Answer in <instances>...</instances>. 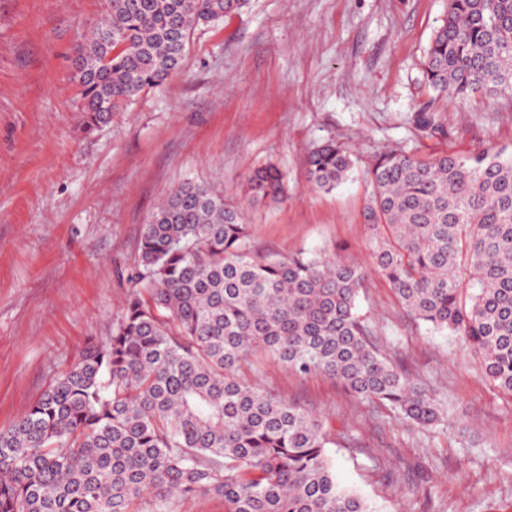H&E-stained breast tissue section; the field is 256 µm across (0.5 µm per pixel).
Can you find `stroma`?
Here are the masks:
<instances>
[{
    "label": "stroma",
    "instance_id": "stroma-1",
    "mask_svg": "<svg viewBox=\"0 0 512 512\" xmlns=\"http://www.w3.org/2000/svg\"><path fill=\"white\" fill-rule=\"evenodd\" d=\"M448 0H250L198 27L181 69L93 132L80 126L72 61L106 0H0V428L27 412L121 316L158 202L187 180L240 205L255 252L368 263L363 218L374 155L512 153V97L457 106L422 81ZM431 112L443 133L422 130ZM358 161L332 192L311 189L308 148ZM288 175L277 206L249 201L252 170ZM359 311L380 348L427 378L446 425L423 428L358 403L335 380L265 361L258 383L320 416L340 483L375 512H512V399L449 331L406 315L368 271Z\"/></svg>",
    "mask_w": 512,
    "mask_h": 512
}]
</instances>
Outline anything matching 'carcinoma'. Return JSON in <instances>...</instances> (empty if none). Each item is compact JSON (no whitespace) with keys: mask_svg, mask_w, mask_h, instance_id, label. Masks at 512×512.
Returning <instances> with one entry per match:
<instances>
[{"mask_svg":"<svg viewBox=\"0 0 512 512\" xmlns=\"http://www.w3.org/2000/svg\"><path fill=\"white\" fill-rule=\"evenodd\" d=\"M247 5L108 0L73 59L85 130L179 70L198 26ZM423 74L458 105L512 94V0H448ZM354 165L325 142L307 153L308 182L331 192ZM370 181L371 267L409 317L458 336L512 398V157L384 151ZM287 192L274 163L248 177L254 202ZM345 251L259 257L222 192L177 186L142 227L112 336L0 428V512H137L146 497L173 512L199 494L224 499V512H374L338 481L323 420L245 380L270 356L419 426L444 423L435 389L378 350L358 310L367 268Z\"/></svg>","mask_w":512,"mask_h":512,"instance_id":"cac0c4a2","label":"carcinoma"}]
</instances>
